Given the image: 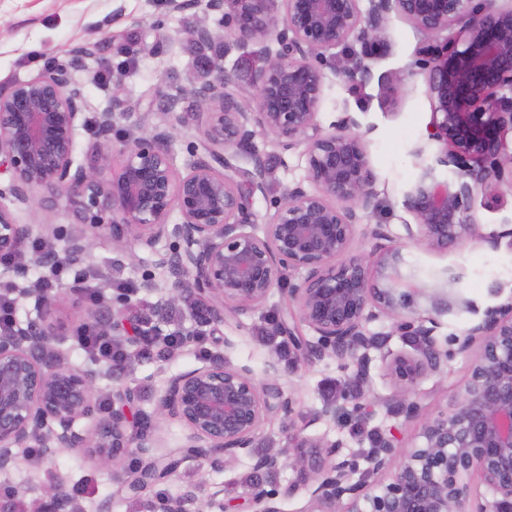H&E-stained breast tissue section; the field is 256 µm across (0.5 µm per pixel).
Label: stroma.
<instances>
[{
	"mask_svg": "<svg viewBox=\"0 0 512 512\" xmlns=\"http://www.w3.org/2000/svg\"><path fill=\"white\" fill-rule=\"evenodd\" d=\"M197 27L221 30V17L196 6L175 10L168 0H0V87L35 77L47 67L69 63L72 48L96 42V54L72 71L73 82L82 90L86 103L84 124L76 140L77 163L94 165L96 116L111 108L112 77L123 71L127 74L124 96L140 102L141 110L113 130V147H120L127 136L141 135L144 125H160L168 128L175 161L181 165L202 140L200 107L191 94L198 82L197 72L205 58L219 53L218 46L200 47L191 41L189 33ZM419 42V34L409 23L392 19L385 44L375 49L378 60L373 79L354 89L344 79L330 76L318 123L328 132L340 113L355 116L377 177L376 206L362 219L355 250L370 253L373 241L369 230L385 224L402 239L406 267L419 268L426 275L451 267L461 276L458 294L464 303L439 315L435 331L447 354V368L444 374L421 378L414 395L422 413L434 417L452 410L469 377L470 356L459 350L466 329L479 322L487 308L512 297V239L503 235L512 228V195L504 194L495 205L487 204L484 196H476L472 211L482 235L466 239L448 252L428 251L405 239V227L414 218L403 207V193L417 173L419 159L431 161L440 152L438 144L427 139L431 104L425 94L427 73L417 61ZM383 75L404 83L405 91L398 99L386 94L379 81ZM174 113L179 115V122H171ZM420 146L425 152L419 158L414 151ZM257 159L267 168V191L253 197L252 208L263 223L273 215L283 190L304 180L306 158L300 151L282 150L271 136L261 134L255 138L251 154L235 157L233 163L249 171ZM16 217L19 223L32 225L37 241L43 238L44 225H75L61 199L19 209ZM493 231L501 235L494 246L484 239ZM90 237L93 247L86 268L92 277L88 285L98 288L99 298L92 304L86 296H73L57 314L65 336L60 349L71 364L89 363L76 339L78 328L108 311L150 336L201 339L199 345L179 349L165 360L145 344L132 348L122 381L137 389L138 413L153 415L156 398L168 378L200 366L209 352H225L233 364L249 366L256 381L265 380L268 363L275 355L271 335L277 316L288 304L287 291L273 290L263 304L227 316L224 325L215 329L188 304L169 302L166 290L147 292L140 287L148 276L160 282L166 279V272L155 264L156 253L171 248L172 240H162L154 251L136 248L135 261L123 262L104 232H91ZM279 357L284 367L281 381L295 400L294 417L308 420L306 435L343 440L342 455L350 460L355 474L367 469L365 455L375 434L392 439L397 461L416 442L421 421L407 424L387 414L394 403L396 384L380 355H373L368 380L361 387L352 382L353 360L326 357L297 365L292 355ZM327 402L339 405L336 417L311 422L312 413ZM155 434V455L176 456L181 465L173 476L140 498L118 494L111 468L100 466L88 450H62L52 458L33 460L21 448L17 464L8 472H0V512H10L16 502L22 503L23 512H41L47 503L43 474L48 470L59 473L67 487H84V512H155L158 498L179 497L190 489L196 495V512H209V494L214 488L223 487L224 499L230 502L244 496L254 484L280 491L282 512H306L307 490L290 496L285 493L296 472L294 451L288 446L280 420L263 423L253 448L257 454L281 452L283 464L271 479L254 473L251 459L245 455L217 468L200 464L186 449L188 431L178 421L159 420Z\"/></svg>",
	"mask_w": 512,
	"mask_h": 512,
	"instance_id": "obj_1",
	"label": "stroma"
}]
</instances>
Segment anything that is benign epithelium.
I'll list each match as a JSON object with an SVG mask.
<instances>
[{
	"label": "benign epithelium",
	"instance_id": "7a95c632",
	"mask_svg": "<svg viewBox=\"0 0 512 512\" xmlns=\"http://www.w3.org/2000/svg\"><path fill=\"white\" fill-rule=\"evenodd\" d=\"M281 9H276V2ZM230 0L229 33L198 28L191 37L201 44L224 43V52L248 42L273 43L250 89L257 111H245L224 89L235 83L223 57L210 58L193 95L201 103L203 149L193 151L184 171L176 166L169 133L159 127L119 149L114 165L112 130L131 115L121 97L125 74L112 77V101L120 111H104L96 120L98 163H75L76 137L84 106L70 66L94 55L96 44L73 48L71 65H54L39 75L0 90V171L10 173L0 186V259L21 253L32 237L29 224L17 222L8 203L32 206L37 192L65 199L80 224L108 231L120 254L132 243L151 249L163 239L178 248L158 252L157 264L170 278L159 284L172 301L209 299L206 321L224 324L264 302L270 292L297 272L302 279L288 289V308L277 322L300 361L326 356L355 357L357 377H368L370 352L383 350L388 335L367 325L381 318L396 321L403 336L419 340L415 356L399 355L388 364L398 387L399 403L389 409L408 423L424 418L420 445L410 447L387 480H353L351 464L341 456L340 440L302 437L295 453L297 480L286 494L309 492L306 512H512V297L489 308L460 342L468 352L470 375L454 410L422 416L411 400L418 381L445 369L446 354L435 337L431 316L403 318L412 293L424 285L402 272L401 247L385 224L371 230L370 254L353 251L358 212L374 207L376 176L369 165L357 120L343 113L324 132L318 124L328 75L326 53L354 39L365 46L385 43L393 17L410 23L421 35L417 49L428 73L431 103L428 138L443 151L418 172L403 194V206L417 224L405 225L407 239L430 251H446L462 240L482 236L492 245L512 237V229L480 234L471 214L474 196L495 199L499 186L512 187V154L505 136L512 132V4L493 11L475 0ZM365 51L344 58L336 73L352 84L373 77ZM259 134L271 135L284 150L302 149L306 180L285 189L275 214L257 233L252 198L265 193V167L254 159L247 188L226 157L252 153ZM452 176L443 178L438 168ZM344 203L339 207L336 202ZM181 222H169L172 213ZM46 236L57 242L40 262L84 263L92 241L51 224ZM460 276L451 267L428 295L431 312L453 306ZM82 289L70 285L43 293L38 304L46 315L16 325L0 336V471L16 463L15 448H41L45 457L63 448H87L112 464L117 491L136 495L170 477L179 463L152 455V419L132 415L136 389L121 384L112 391V410L87 427L92 416L100 368L69 365L61 355L46 357L47 346L64 338L47 314L63 307ZM309 327L311 342L299 334ZM294 400L281 383L276 362L268 376L255 381L249 367L210 354L201 366L172 377L161 394L155 419L177 418L187 428V447L211 467L248 450L262 424L290 419ZM136 449L143 460L127 469L121 458ZM393 443L380 439L368 459L373 475L392 466ZM282 466L281 454L254 459L257 471ZM479 478L484 500L470 504L471 482ZM279 493L256 487L247 494L249 512H282Z\"/></svg>",
	"mask_w": 512,
	"mask_h": 512
}]
</instances>
